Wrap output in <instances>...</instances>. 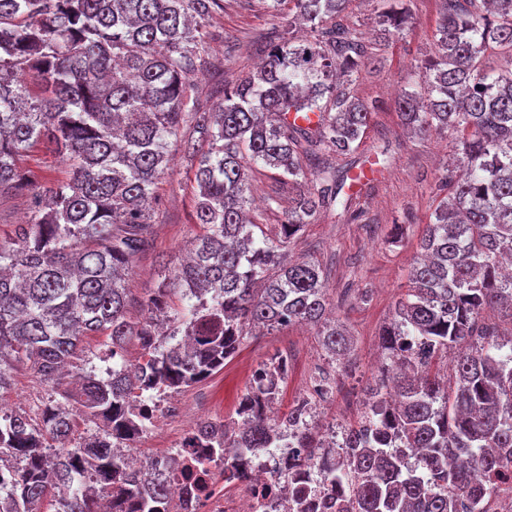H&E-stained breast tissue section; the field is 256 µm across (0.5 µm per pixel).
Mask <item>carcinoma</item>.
I'll use <instances>...</instances> for the list:
<instances>
[{
	"label": "carcinoma",
	"instance_id": "1",
	"mask_svg": "<svg viewBox=\"0 0 512 512\" xmlns=\"http://www.w3.org/2000/svg\"><path fill=\"white\" fill-rule=\"evenodd\" d=\"M296 17L264 47L259 70L244 76L213 109L191 95L190 76L206 65L199 31L223 0H0V198L28 196L31 216L0 241V392L22 366L59 399L39 417L0 415V463L18 472L0 485V512H97V503L137 502L139 512H180L148 468L128 472L119 447L136 429L138 391L177 392L224 366L252 329L292 322L319 327L333 355L348 350L339 324L325 320L321 268L288 262V246L309 218L336 204L344 161L372 107L351 95L374 52L344 20L347 0H292ZM386 38L408 25L405 8L382 0ZM437 54L421 81L398 95V114L426 138L450 129L458 148L448 168V198L426 225L410 288L380 332L399 373L395 394L378 387L336 461L318 466L336 487V512H500L494 481L512 473V337L499 341L481 313L512 308V67L486 66L488 50L512 56V0H446ZM39 89L35 97L30 85ZM314 112L316 123L288 122ZM199 155L194 219L201 232L189 259L140 301L128 319L126 271L151 240L150 204L169 166L172 139ZM207 148L200 149V144ZM35 146L63 158L66 180L39 186L18 160ZM277 171L292 193L279 238L255 235L248 218L247 171ZM183 341L157 345L155 321ZM109 338L110 354L135 339L147 359L134 374L91 373L75 387L61 371L87 336ZM459 346L443 382L432 361ZM264 365L267 390L283 380ZM77 409L94 425L75 437ZM197 430L211 459L270 448L276 426L254 414L239 431ZM413 448L418 469L390 448ZM300 447H321L301 428Z\"/></svg>",
	"mask_w": 512,
	"mask_h": 512
}]
</instances>
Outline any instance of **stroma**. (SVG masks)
<instances>
[{"mask_svg": "<svg viewBox=\"0 0 512 512\" xmlns=\"http://www.w3.org/2000/svg\"><path fill=\"white\" fill-rule=\"evenodd\" d=\"M223 3L205 28L207 67L192 78L193 94L206 107L220 102L224 86L234 85L259 66L261 47L287 20L290 9L288 0L276 10L263 0ZM406 4L412 15L409 28L377 47L376 63L362 68L352 88L354 95L377 106L353 154L355 168L366 174L353 188L356 217L340 224L335 210L320 211L288 246L290 257L313 260L324 272L335 316L351 338L344 359L334 360L311 326L290 325L247 338L222 369L178 392L187 409L183 425L154 429L128 447L129 455L164 451L180 441L185 426L233 416L254 370L279 354L288 357V374L277 401L281 414H288L304 397L317 370L336 384L335 402L315 407L311 423L318 431L344 429L364 411L370 389L382 377L379 333L409 285L423 230L433 222L442 197L439 181L457 148L455 132L414 139L404 132L397 116L398 91L417 80L425 60L435 54L434 31L443 7L442 0H406ZM380 152L385 155L381 161L376 158ZM195 165L192 154L173 146L170 168L154 188L153 244L136 258L126 278L136 301L170 279L185 247L199 232L191 220ZM272 194L278 195L279 203L270 207L266 199ZM248 196L254 223L275 234L288 210L287 186L275 179L272 169L259 166L249 174ZM397 224L402 234L396 239L392 232ZM53 398L50 387L20 367L12 373L9 390L0 393V406L34 417Z\"/></svg>", "mask_w": 512, "mask_h": 512, "instance_id": "obj_1", "label": "stroma"}]
</instances>
